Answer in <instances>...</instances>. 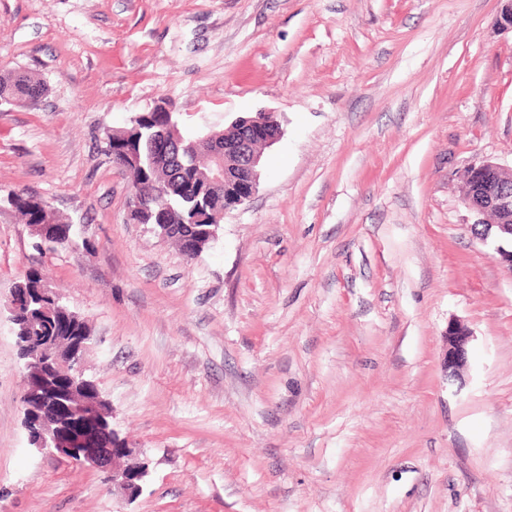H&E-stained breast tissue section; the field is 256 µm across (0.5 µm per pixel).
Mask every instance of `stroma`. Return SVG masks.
Here are the masks:
<instances>
[{
    "label": "stroma",
    "mask_w": 512,
    "mask_h": 512,
    "mask_svg": "<svg viewBox=\"0 0 512 512\" xmlns=\"http://www.w3.org/2000/svg\"><path fill=\"white\" fill-rule=\"evenodd\" d=\"M498 0H0V512H512V271L461 175L512 168ZM275 113L259 184L186 256L129 218L105 129ZM92 249H85L84 241ZM87 320V374L149 462L127 498L30 445L6 302L25 271ZM473 332L449 379L448 324ZM41 83L25 72L0 76V101L33 102L43 93Z\"/></svg>",
    "instance_id": "obj_1"
}]
</instances>
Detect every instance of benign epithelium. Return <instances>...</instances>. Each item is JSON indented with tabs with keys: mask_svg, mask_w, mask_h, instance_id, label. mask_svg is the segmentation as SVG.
Listing matches in <instances>:
<instances>
[{
	"mask_svg": "<svg viewBox=\"0 0 512 512\" xmlns=\"http://www.w3.org/2000/svg\"><path fill=\"white\" fill-rule=\"evenodd\" d=\"M282 135L280 123L271 112L240 116L224 130V140L204 139L217 167L209 181L214 191L228 195L224 211L212 213L217 224L226 212L244 205L255 194L259 181L262 149L276 143ZM462 180L467 191L464 206L479 216L470 230L475 238L489 244L492 256L512 271V171L491 161H483L464 171ZM153 195L151 187L138 185L131 189L133 206L130 210L142 214ZM473 334L460 321L448 323V375L454 376L467 363ZM21 396L32 402L24 406L25 427L35 428L33 446L40 451L56 452L68 458L78 457L81 466L112 468V479L119 481L123 492L133 497L142 491V482L149 464L138 458L132 448L117 439L110 428L112 412L101 396L92 398L78 394L82 384L73 387L72 411L90 430L70 435L50 408L45 395L60 375L73 371L83 374L80 356L70 357L59 352L50 357L21 353Z\"/></svg>",
	"mask_w": 512,
	"mask_h": 512,
	"instance_id": "obj_1",
	"label": "benign epithelium"
}]
</instances>
